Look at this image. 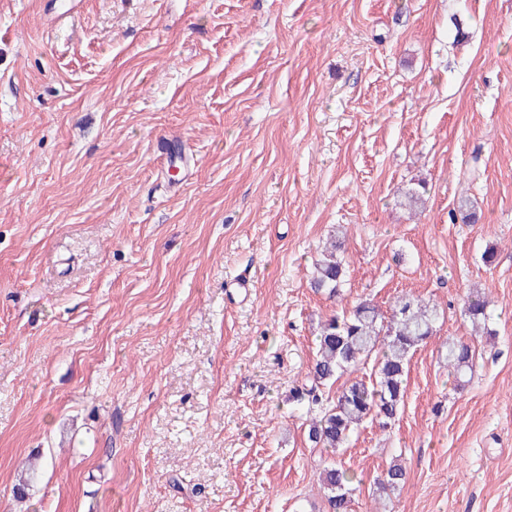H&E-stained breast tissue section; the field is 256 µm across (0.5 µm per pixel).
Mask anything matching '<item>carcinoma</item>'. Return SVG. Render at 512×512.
I'll list each match as a JSON object with an SVG mask.
<instances>
[{"mask_svg": "<svg viewBox=\"0 0 512 512\" xmlns=\"http://www.w3.org/2000/svg\"><path fill=\"white\" fill-rule=\"evenodd\" d=\"M343 242L332 236L316 261L312 283L316 290L336 295L346 269L339 252ZM465 315L479 327L490 319L488 302L481 292H470L465 301ZM436 309L409 296L397 298L390 316L382 314L370 298L357 301L348 311L327 319L317 336V353L308 374L311 385L293 391L292 399L317 405L322 401L319 386L335 382L346 373L354 377L336 391L329 407L311 420L307 438L314 446L336 451L344 447L365 421H378L385 429L396 418L405 395V377L411 353L433 335ZM374 359V378L357 376L367 360ZM473 353L466 343L448 346V370L456 378L472 368ZM406 480L399 464L390 466L380 478L381 492L393 490ZM326 488L329 512H348L349 490L354 475L341 465H331L321 472Z\"/></svg>", "mask_w": 512, "mask_h": 512, "instance_id": "1", "label": "carcinoma"}]
</instances>
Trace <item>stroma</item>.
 Returning a JSON list of instances; mask_svg holds the SVG:
<instances>
[{"label": "stroma", "instance_id": "35a3bbf8", "mask_svg": "<svg viewBox=\"0 0 512 512\" xmlns=\"http://www.w3.org/2000/svg\"><path fill=\"white\" fill-rule=\"evenodd\" d=\"M402 295L395 421L312 447L321 323ZM333 463L351 512H512V0H0V512H326ZM343 242L336 240V236H330L321 253V258L316 261L312 276V283L317 291L326 290L331 296L336 295L338 288L344 281L346 269L339 252H343ZM464 313L475 327H481L482 324L485 326L491 316L488 302L478 290H473L467 296ZM473 364L471 347L466 343L448 345V370L456 379L464 377ZM321 481L326 488L329 512H348L350 506L349 490L354 475L341 465H331L321 472Z\"/></svg>", "mask_w": 512, "mask_h": 512}]
</instances>
